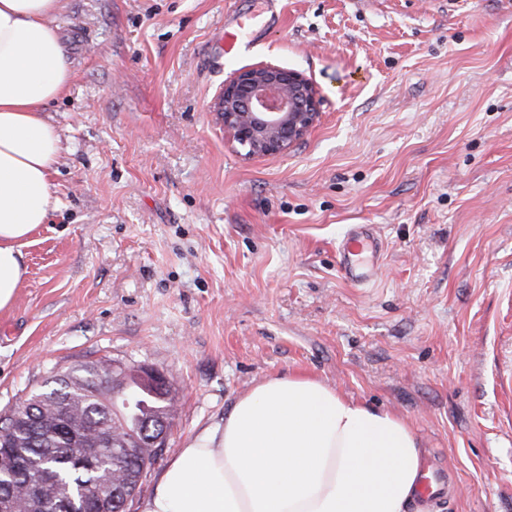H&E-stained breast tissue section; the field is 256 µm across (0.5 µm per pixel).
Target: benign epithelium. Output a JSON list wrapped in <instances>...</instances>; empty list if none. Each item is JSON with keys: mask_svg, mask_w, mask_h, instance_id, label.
Returning <instances> with one entry per match:
<instances>
[{"mask_svg": "<svg viewBox=\"0 0 512 512\" xmlns=\"http://www.w3.org/2000/svg\"><path fill=\"white\" fill-rule=\"evenodd\" d=\"M319 105L318 90L305 75L261 65L237 72L215 108L224 131L249 155L272 156L287 153L309 133L319 120ZM138 374L160 391L168 387V377L156 367L143 364Z\"/></svg>", "mask_w": 512, "mask_h": 512, "instance_id": "benign-epithelium-1", "label": "benign epithelium"}]
</instances>
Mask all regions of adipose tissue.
<instances>
[{
  "mask_svg": "<svg viewBox=\"0 0 512 512\" xmlns=\"http://www.w3.org/2000/svg\"><path fill=\"white\" fill-rule=\"evenodd\" d=\"M65 0H0V312L27 270L22 245L56 207L63 150L48 105L73 70L50 22ZM423 449L397 413L288 373L240 395L159 472L141 512H414Z\"/></svg>",
  "mask_w": 512,
  "mask_h": 512,
  "instance_id": "obj_1",
  "label": "adipose tissue"
}]
</instances>
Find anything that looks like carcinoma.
<instances>
[{
	"instance_id": "cac0c4a2",
	"label": "carcinoma",
	"mask_w": 512,
	"mask_h": 512,
	"mask_svg": "<svg viewBox=\"0 0 512 512\" xmlns=\"http://www.w3.org/2000/svg\"><path fill=\"white\" fill-rule=\"evenodd\" d=\"M109 360L83 362L70 374V383L47 379L44 389L30 394L39 399V418L30 406L17 403L0 416V449L15 448L31 458L33 468L15 470L11 460L0 461V493L11 495L16 512H40L41 499L30 490L38 483L42 493L59 503L58 512H99L95 497L112 490L131 495L156 461L158 454L144 448L141 455L123 458L120 450L137 446L145 424L172 427L176 416V388L164 392L144 384L131 366H116L118 376L112 394L95 388L92 369ZM70 409L74 423L83 429L72 441L56 432L51 419L54 406ZM92 455L97 466L88 468L80 457Z\"/></svg>"
}]
</instances>
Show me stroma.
I'll return each mask as SVG.
<instances>
[{
	"label": "stroma",
	"mask_w": 512,
	"mask_h": 512,
	"mask_svg": "<svg viewBox=\"0 0 512 512\" xmlns=\"http://www.w3.org/2000/svg\"><path fill=\"white\" fill-rule=\"evenodd\" d=\"M249 50L224 54L232 11ZM74 76L47 109L57 207L0 313V415L86 359L164 371L167 445L306 372L402 415L445 491L512 512V0H67ZM317 85L320 119L247 156L213 109L243 68ZM364 226L374 277L344 278ZM341 264L347 277L366 280L369 274L359 272L367 270L368 257L374 258L379 251L377 241L367 232L351 230L343 238L341 247Z\"/></svg>",
	"instance_id": "1"
}]
</instances>
